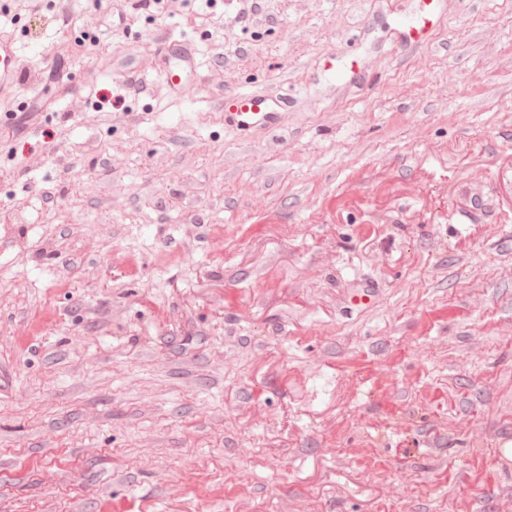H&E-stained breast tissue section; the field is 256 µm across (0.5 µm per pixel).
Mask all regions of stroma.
<instances>
[{"label":"stroma","mask_w":512,"mask_h":512,"mask_svg":"<svg viewBox=\"0 0 512 512\" xmlns=\"http://www.w3.org/2000/svg\"><path fill=\"white\" fill-rule=\"evenodd\" d=\"M420 2L0 14V512H512V0ZM424 5L426 8L423 9L418 18L412 23L402 26L399 30L401 39L409 45L423 46L429 37L428 25L432 22L435 2L431 0L428 3L424 2ZM22 69L12 34L0 32V93H10L18 84ZM156 52L161 60L160 68L172 90H177L185 77L198 73L196 53L191 42L162 35L156 43ZM173 60L180 64L171 65ZM261 99L250 93L224 97V124L240 131L254 125L273 126L277 113Z\"/></svg>","instance_id":"1"}]
</instances>
